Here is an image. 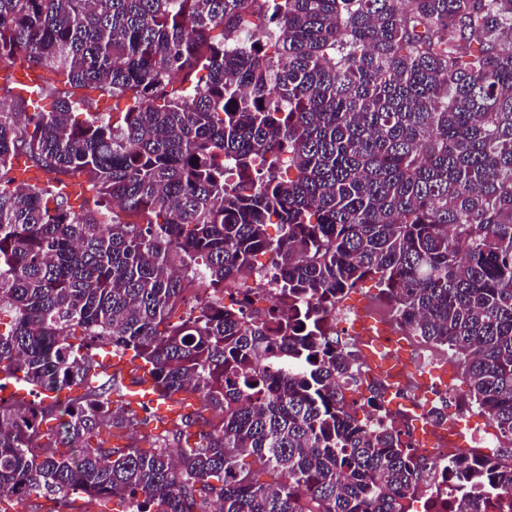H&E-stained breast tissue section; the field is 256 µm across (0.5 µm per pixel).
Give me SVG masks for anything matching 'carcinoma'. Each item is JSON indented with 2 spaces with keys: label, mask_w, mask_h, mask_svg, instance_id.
Wrapping results in <instances>:
<instances>
[{
  "label": "carcinoma",
  "mask_w": 512,
  "mask_h": 512,
  "mask_svg": "<svg viewBox=\"0 0 512 512\" xmlns=\"http://www.w3.org/2000/svg\"><path fill=\"white\" fill-rule=\"evenodd\" d=\"M45 68L0 75V376L34 396L0 401V512H404L423 466L323 326L368 278L512 442V0H0V72ZM270 249L278 303H224ZM91 346L199 408L151 430ZM450 476L456 512L512 497L499 457ZM12 506L9 512H61L60 504L53 497L18 498L12 501ZM122 507L125 509V506L117 497L112 498V496H103L99 498L88 499L86 497L78 496L75 497L72 501V509L84 508L85 510H66L65 512H122Z\"/></svg>",
  "instance_id": "obj_1"
}]
</instances>
